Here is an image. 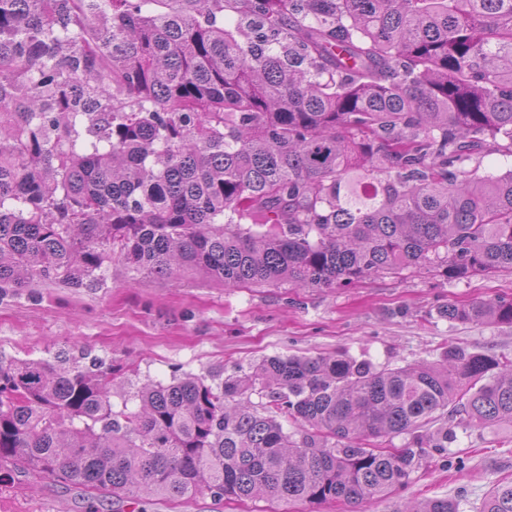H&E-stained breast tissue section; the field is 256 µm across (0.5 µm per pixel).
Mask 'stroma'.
<instances>
[{"mask_svg": "<svg viewBox=\"0 0 512 512\" xmlns=\"http://www.w3.org/2000/svg\"><path fill=\"white\" fill-rule=\"evenodd\" d=\"M512 295V274L451 281L426 271L372 276L351 288H225L106 266L92 288L38 285L0 299V359H48L64 351L98 358L132 387L168 384L174 372L204 374L275 355H364L404 365L435 360L444 343L512 354V326L441 318L454 301ZM512 480V427L457 430L447 457L432 456L391 496L361 512H408L433 497L478 512L494 483ZM81 491L32 472L0 479V512H86Z\"/></svg>", "mask_w": 512, "mask_h": 512, "instance_id": "1", "label": "stroma"}]
</instances>
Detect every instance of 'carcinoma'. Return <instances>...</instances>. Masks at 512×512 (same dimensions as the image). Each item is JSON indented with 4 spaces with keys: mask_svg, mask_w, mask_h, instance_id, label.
Returning <instances> with one entry per match:
<instances>
[{
    "mask_svg": "<svg viewBox=\"0 0 512 512\" xmlns=\"http://www.w3.org/2000/svg\"><path fill=\"white\" fill-rule=\"evenodd\" d=\"M488 151L512 158V0H0V298L114 262L226 288L512 272V169ZM438 314L512 324V296ZM111 385L102 363L0 360V463L90 503L357 507L446 454L448 418L512 425V355L453 344L266 357L119 406ZM479 512H512V483Z\"/></svg>",
    "mask_w": 512,
    "mask_h": 512,
    "instance_id": "obj_1",
    "label": "carcinoma"
}]
</instances>
